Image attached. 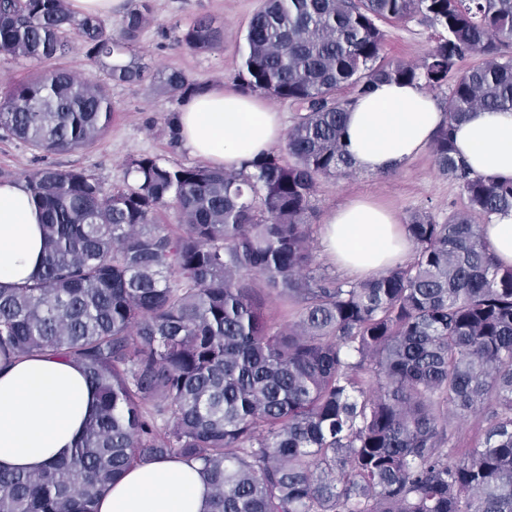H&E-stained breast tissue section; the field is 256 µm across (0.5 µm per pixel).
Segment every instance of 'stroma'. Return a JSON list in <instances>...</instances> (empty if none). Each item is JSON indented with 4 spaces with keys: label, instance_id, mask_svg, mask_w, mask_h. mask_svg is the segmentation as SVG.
Segmentation results:
<instances>
[{
    "label": "stroma",
    "instance_id": "stroma-1",
    "mask_svg": "<svg viewBox=\"0 0 512 512\" xmlns=\"http://www.w3.org/2000/svg\"><path fill=\"white\" fill-rule=\"evenodd\" d=\"M262 0H154V21L140 38V54L153 70H179L192 81L237 89L244 50V35L252 14ZM213 16L224 29L218 48L198 53L178 47L174 31L186 28L200 14ZM388 56L418 59L434 44L435 31L419 19L384 23ZM115 117L108 131L91 146L70 153L42 155L25 143L0 138V171L12 180L39 165L62 169L80 168L95 175L106 189L128 181L125 162L144 154L167 163L195 165L196 157L181 145L172 144L167 120L180 109L179 103L155 91L149 84H114L110 87ZM367 198L391 209L399 223H406L417 210H429L437 220L468 209L458 185L440 175L430 151H423L395 169L389 176L358 173L351 177L320 180L312 199V248L321 272L339 277L340 271L321 244L324 219L329 210L347 202Z\"/></svg>",
    "mask_w": 512,
    "mask_h": 512
}]
</instances>
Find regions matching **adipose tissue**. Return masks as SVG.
<instances>
[{"mask_svg": "<svg viewBox=\"0 0 512 512\" xmlns=\"http://www.w3.org/2000/svg\"><path fill=\"white\" fill-rule=\"evenodd\" d=\"M445 116L415 83H378L349 110L345 141L355 166L390 171L423 151ZM176 124L182 146L209 165L240 168L270 151L283 134L278 113L255 95L209 86L187 97ZM458 156L472 173L512 181V111H474L454 133ZM326 253L352 275L397 263L409 241L396 215L367 199L330 210L322 229ZM43 232L24 183L0 184V285L40 270ZM94 411V391L74 362L33 353L0 359V469L36 471L69 456ZM198 473L165 459L130 467L96 503L97 512H207Z\"/></svg>", "mask_w": 512, "mask_h": 512, "instance_id": "ef3b65f1", "label": "adipose tissue"}]
</instances>
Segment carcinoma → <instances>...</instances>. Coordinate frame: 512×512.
<instances>
[{"mask_svg": "<svg viewBox=\"0 0 512 512\" xmlns=\"http://www.w3.org/2000/svg\"><path fill=\"white\" fill-rule=\"evenodd\" d=\"M415 17L435 45L387 57L379 22ZM153 18L154 0H127L115 35L69 0H0L1 54L79 48L109 76L51 68L9 86L0 134L65 153L111 125V82L149 79L178 101L202 90L142 62ZM245 40L241 91L299 112L280 148L239 170L133 156L125 189L76 168L24 174L42 271L0 286V356L78 363L97 408L70 458L0 472V512H95L131 464L166 457L198 465L209 512H512V267L469 214L416 211L408 260L329 279L310 224L320 179L354 172L350 106L378 82L440 88L466 56L480 63L444 100L434 165L470 211L512 212V183L473 175L453 143L468 113L512 109V0H266ZM176 43L211 51L224 29L201 14ZM170 204L175 231L157 220ZM470 417L482 433L460 449Z\"/></svg>", "mask_w": 512, "mask_h": 512, "instance_id": "1", "label": "carcinoma"}]
</instances>
